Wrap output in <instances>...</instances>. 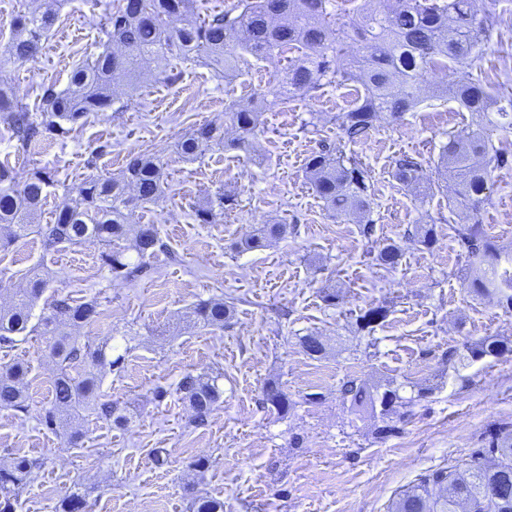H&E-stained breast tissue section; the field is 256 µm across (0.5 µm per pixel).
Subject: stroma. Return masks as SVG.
<instances>
[{"instance_id": "obj_1", "label": "stroma", "mask_w": 512, "mask_h": 512, "mask_svg": "<svg viewBox=\"0 0 512 512\" xmlns=\"http://www.w3.org/2000/svg\"><path fill=\"white\" fill-rule=\"evenodd\" d=\"M121 0H61L58 19L33 62L0 59V81L28 107L42 84L63 89L73 66L102 51L103 24ZM503 23L485 45L489 80L512 90V0H497ZM178 82H159L145 69L135 103L101 112L62 143L16 152L0 123V159L18 172L48 167L57 180L37 216L49 224L70 201L69 187L92 175L117 172L132 153L166 163L164 193L136 213L155 225L168 253L151 258L150 273L127 283L112 277L95 245L44 249L29 234L0 252V309L43 270L42 296L100 298L103 319L79 329L82 340H109V362L98 369L99 392L118 402L128 423L118 429L86 418L79 446L65 432L39 422L52 399L56 366L34 336L0 346V365L25 361L27 413L0 410V463L20 455L42 460L15 512H57L73 493L84 512H191V493L224 503V512H388L400 491L438 468L488 447L512 428V353L470 358L466 347L488 337L512 340V314L494 297L467 287L480 272L455 231L466 212L449 208L452 187L431 196L402 188L390 176L409 154L433 166L449 135L468 131L471 113L453 101L428 100L399 123L377 122L367 139L344 142L330 116L348 110L356 84L324 87L319 97L265 106L250 151L214 150L187 161L177 145L198 126L223 118L229 102L262 92L274 66L255 62L227 80L196 60L177 63ZM355 154L374 183V233L328 216L306 175L321 142ZM480 219L512 267V166L497 170ZM224 192L231 199L215 223L199 224L195 207ZM283 222L287 231L265 247L241 250L257 227ZM434 224L436 242L424 248L411 231ZM394 242V270L376 255ZM335 289L329 306L322 291ZM221 299L232 309L223 328L180 322L192 305ZM375 306L386 319L373 332L356 318ZM314 334L326 346L310 357L300 339ZM217 377L221 398L206 426H189V407L176 387L185 374ZM354 375L371 385L399 386L412 398L396 429L384 438L379 419L356 414L339 387ZM277 382L293 401L287 417L263 404V388ZM164 398H156L157 388ZM206 457L205 472L193 460Z\"/></svg>"}]
</instances>
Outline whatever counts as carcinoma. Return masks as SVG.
<instances>
[{
  "mask_svg": "<svg viewBox=\"0 0 512 512\" xmlns=\"http://www.w3.org/2000/svg\"><path fill=\"white\" fill-rule=\"evenodd\" d=\"M58 0H45V7L19 14L14 32L0 56L34 61L43 39L54 26ZM377 7L351 17L327 10L328 0H237L230 8L197 13L196 0H124L107 17L104 50L92 62L74 66L68 87L53 83L41 86L40 104L34 115L14 94L0 87V121L7 126L16 150L26 153L43 142H64L94 112L115 104L112 82L122 76L136 89L142 69L154 65L157 79L174 84L180 74L172 60L203 59L217 73L228 77L250 66L249 58L274 59V51L295 50L298 56L277 65L275 84L260 98L266 102L314 98L326 85L355 83L360 86L353 106L332 117L349 143L363 140L379 120L393 124L420 103L418 78L433 70L451 69L454 78L434 87L436 97L451 99L476 119L465 135H454L444 146L436 169H444L455 181V203L472 214V224L460 232V244L473 261L487 265L483 275L468 281L477 295L494 293L505 312H512V274L496 271L497 248L481 227L480 211L491 199L492 173L512 164V152L495 148L482 125L489 112H512V94L490 91L485 79L482 44L499 24L496 0H374ZM183 19L179 27L169 25ZM237 40L238 51L226 52ZM352 43L358 52L344 66L336 63L338 47ZM260 111L251 102L233 101L224 108V121L203 124L184 135L178 152L196 160L214 149L249 150L257 135ZM237 136L226 137L225 122ZM165 162L159 157L131 155L120 171L108 177H90L75 187L72 204L55 213L51 224H35L33 216L45 204L54 185L52 173L33 168L22 176L9 157L0 160V250L36 233L44 248L58 244H93L104 247L102 264L113 275L137 279L146 268L143 258L165 249L152 224L134 223L136 209L154 202L164 185ZM423 166L412 156L398 158L391 176L399 185L434 194L439 183L422 175ZM306 173L327 214L335 219L363 225L361 233L373 231L369 218L373 182L369 171L342 150L329 144L309 155ZM285 225L264 224L240 244L244 250L264 246L285 234ZM131 241L137 259L120 245ZM400 250L389 243L378 261L393 269ZM46 282L32 272L29 287L18 293L11 307L0 310V345L10 346L18 336H38L57 365L52 385L51 407L40 422L55 431L68 429L84 409L99 421L117 428L127 424L118 405L98 394L99 380L90 367L105 361L106 345L81 343L70 333L94 322L102 314L95 300L77 303L67 295L53 299L50 311L35 313ZM230 306L221 299L203 301L187 318L205 327L224 328ZM387 317V309L371 307L357 318L369 332ZM478 358L512 352V341L488 338L467 346ZM22 361L0 366V409L28 411ZM182 400L193 413L192 423H207L221 392L217 378L206 380L187 375L179 383ZM339 392L352 409L370 413L384 422L379 433L395 430L390 425L408 404L392 387L370 388L356 377L343 380ZM265 404L277 414H288L292 403L275 382L264 388ZM37 462L26 456L11 458L0 467V512H14V502L27 484ZM192 512H224V503L196 496ZM389 512H512V429L498 434L489 449L472 453L462 463L439 469L419 484L402 491Z\"/></svg>",
  "mask_w": 512,
  "mask_h": 512,
  "instance_id": "1",
  "label": "carcinoma"
}]
</instances>
